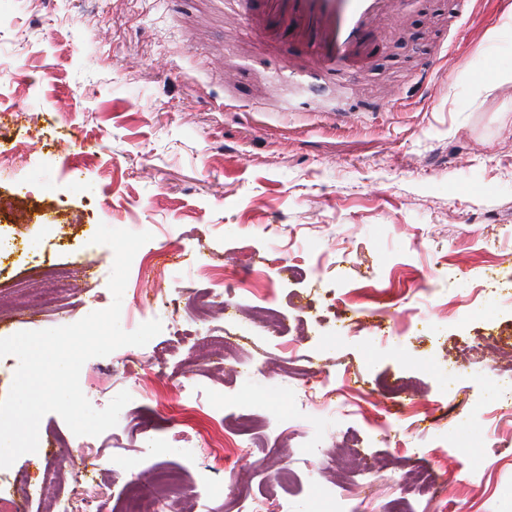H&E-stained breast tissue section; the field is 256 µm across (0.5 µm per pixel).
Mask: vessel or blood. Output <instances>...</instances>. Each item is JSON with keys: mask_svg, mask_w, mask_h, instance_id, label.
I'll return each instance as SVG.
<instances>
[{"mask_svg": "<svg viewBox=\"0 0 512 512\" xmlns=\"http://www.w3.org/2000/svg\"><path fill=\"white\" fill-rule=\"evenodd\" d=\"M267 54L309 91L336 73L367 68L402 0H225Z\"/></svg>", "mask_w": 512, "mask_h": 512, "instance_id": "1", "label": "vessel or blood"}]
</instances>
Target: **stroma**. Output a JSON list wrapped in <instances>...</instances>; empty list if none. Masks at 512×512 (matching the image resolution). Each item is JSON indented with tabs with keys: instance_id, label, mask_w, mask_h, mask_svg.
<instances>
[{
	"instance_id": "obj_1",
	"label": "stroma",
	"mask_w": 512,
	"mask_h": 512,
	"mask_svg": "<svg viewBox=\"0 0 512 512\" xmlns=\"http://www.w3.org/2000/svg\"><path fill=\"white\" fill-rule=\"evenodd\" d=\"M439 51L446 68L419 86ZM506 68L512 0H412L371 66L346 75V112L323 108L332 81L323 104L292 111L285 69L224 0H0V151L17 156L0 168V229L67 273L52 289L1 262L0 286L26 287L30 307L1 294L0 336L107 309L114 254L93 244L99 224L148 231L120 324L160 319L142 351L168 373L132 381L122 348L87 360L94 408L131 400L100 437L42 418L53 446L0 480L76 464L27 512H81L90 496L124 512L136 491L145 512L281 496L289 512H334L339 494L359 512H394L404 495L411 512H512V362L493 337L512 328V294L492 284L512 281V83L480 90ZM368 100L379 108L356 111ZM191 368L225 428L155 449L180 422L206 423L178 399ZM422 465L435 485L406 492ZM267 466L293 481L270 483ZM209 484L217 494L201 496Z\"/></svg>"
}]
</instances>
